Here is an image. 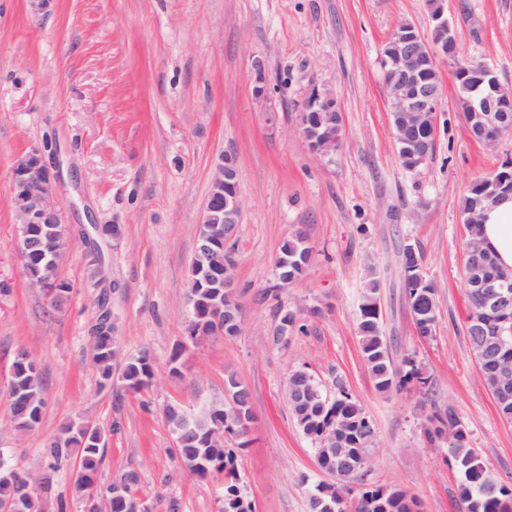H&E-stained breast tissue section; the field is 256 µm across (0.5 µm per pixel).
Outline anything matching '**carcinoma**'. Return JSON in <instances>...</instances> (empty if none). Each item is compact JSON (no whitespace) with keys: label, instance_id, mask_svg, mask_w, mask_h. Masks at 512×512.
Returning <instances> with one entry per match:
<instances>
[{"label":"carcinoma","instance_id":"1","mask_svg":"<svg viewBox=\"0 0 512 512\" xmlns=\"http://www.w3.org/2000/svg\"><path fill=\"white\" fill-rule=\"evenodd\" d=\"M512 187V161L503 162L490 174L474 181L462 203L463 215L472 212L476 198L496 191L502 192ZM467 239L474 246L481 248L485 262L482 274L485 277L501 273L495 253L485 245L481 238V225H466ZM30 242L20 241L18 252L24 269L50 282L56 278L54 258L65 244L66 238L61 234V227L54 224L30 226ZM307 240L305 235L296 230L286 237L280 248L277 261L279 274L298 280L307 271L308 263L304 258ZM422 252L403 250L401 264L404 268V288L417 335L431 338L435 335L437 318V285L422 273ZM382 280L376 269L367 267L362 302L359 306L357 323L364 365L375 382V388L381 393L399 392L415 384L427 387L431 376L410 356H405L400 363L393 362L385 336H383L380 319L371 308V303L379 296ZM195 299V306L202 316L215 312L220 314L243 313L238 295L222 292L219 288L189 289ZM471 311L467 321H484L483 332L486 336H500L504 344L489 350L493 362L498 366L512 364V310L505 315H482V305L476 291L467 289ZM111 313L101 311L98 322L92 326L90 333V352L94 367L101 381L112 380V362L118 357L116 341L112 336V325L107 323ZM481 377L493 394L500 415L507 422H512V393L508 401H503L498 393L497 372L488 368L482 360H477ZM153 377V367L148 351L142 350L125 359L121 379L126 391L138 393L145 389ZM224 388L229 392L234 406L241 412L244 421H250L251 394L235 374L225 377ZM46 382L35 360L25 351L16 354L12 363L11 386L8 389L7 404L10 421L18 432L35 429L43 416L40 405L45 400ZM292 417L302 433L319 446L325 432L336 430V476L342 482L357 477L367 465L369 448L376 442V431L370 417L352 398L347 389L336 388V396L326 398L319 392L298 405H290ZM165 418L169 428L178 430L177 452L182 461L191 466L199 465L196 474L205 476L212 472L224 474V502L232 506L229 512H248L246 495L239 485L237 470V453L226 446V435L240 437L243 431L239 424L225 426L224 410L208 407L194 417H185V412L178 404H169L165 408ZM81 426L70 424L64 427L48 445V455L58 462L62 456L74 450L76 472L87 480H99L100 466L103 461L105 438L99 428H94L91 437L81 440ZM424 435L428 442H447L448 454L454 466L461 473L458 496L463 505V512H500L503 500L512 499V487L500 483L488 471L476 449L470 446L469 431L463 425L456 411L448 406L436 408L426 415ZM128 494L112 503V512H131L130 501L135 499L133 487L138 483V475L130 471L123 475ZM26 486V477L17 467L9 464L0 455V502L15 500ZM358 510L353 504L338 501L336 512H411L409 504L416 499L404 491L386 489L379 486H367L360 489Z\"/></svg>","mask_w":512,"mask_h":512}]
</instances>
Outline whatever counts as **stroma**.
Wrapping results in <instances>:
<instances>
[{
    "instance_id": "35a3bbf8",
    "label": "stroma",
    "mask_w": 512,
    "mask_h": 512,
    "mask_svg": "<svg viewBox=\"0 0 512 512\" xmlns=\"http://www.w3.org/2000/svg\"><path fill=\"white\" fill-rule=\"evenodd\" d=\"M457 60L439 65L437 145L419 171L402 168L392 136L381 48L395 27H429L427 0H0V455L37 482L44 512H82L73 460L49 466L46 446L63 426L105 433L101 485L136 472L146 502L178 512H221L224 477L193 475L174 451L164 409L193 411L223 397L235 373L251 392L252 421L238 453L243 492L257 512H309L326 480L284 393L304 368L327 395L344 382L372 419L377 442L352 490L397 488L422 512H462L460 474L446 446L427 443L432 406H453L491 473L512 485V423L484 384L465 335L463 199L472 182L512 160V135L489 149L456 107L457 62L488 64L512 89V0H446ZM274 88L270 98L260 86ZM336 96L342 137L314 155L298 133L312 86ZM40 150L54 164L56 194L71 228L58 273L71 291L54 307L19 257L11 207L18 156ZM237 159L242 218L231 242L243 321L233 338L190 340V264L214 167ZM97 238L95 276L83 234ZM302 228L313 249L307 273L281 286L279 247ZM423 252L438 286L431 340L418 338L400 255ZM382 279L381 327L394 360L415 353L433 378L392 395L377 391L360 352L357 319L367 265ZM112 309L122 358L148 350L153 377L123 390L91 363L90 329L100 297ZM299 311L305 331L273 342L279 307ZM184 345L181 376L170 373ZM27 351L44 374L46 406L35 430L11 425V365Z\"/></svg>"
}]
</instances>
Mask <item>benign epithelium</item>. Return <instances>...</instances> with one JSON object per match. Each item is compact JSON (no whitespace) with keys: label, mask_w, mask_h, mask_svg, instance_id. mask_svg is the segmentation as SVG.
<instances>
[{"label":"benign epithelium","mask_w":512,"mask_h":512,"mask_svg":"<svg viewBox=\"0 0 512 512\" xmlns=\"http://www.w3.org/2000/svg\"><path fill=\"white\" fill-rule=\"evenodd\" d=\"M432 22L430 36H425L412 23L404 22L392 31L384 43L381 63L385 71L387 101L391 115L398 118L394 128L395 142L407 158L418 165L431 159L436 144V112L441 101L439 85L426 78V72L439 69V62L452 59L457 51L454 29L445 17L444 0H436L430 14ZM493 69L479 66L464 74L467 83L479 90ZM301 111L318 114V124H298L300 134L311 151L326 157L336 151V123L339 108L334 94L328 89L312 88ZM467 123L480 122L482 133L477 139L488 147L497 143L490 129L499 126L512 129V99L484 95L478 105L468 104L463 110ZM56 174L43 152L33 150L18 157L11 183V205L20 224L27 230L31 224H63L64 215L55 193ZM237 184L236 158L226 152L216 164L209 193L203 208L202 224L241 223L242 203L235 191ZM203 283L212 286L224 285L233 289L234 282L225 279L224 270L205 269ZM483 308L488 312H499L512 306V271L504 272L490 280H479ZM81 496L84 512H109V502L120 498L125 483L114 481L103 488L92 482L84 487Z\"/></svg>","instance_id":"1"}]
</instances>
